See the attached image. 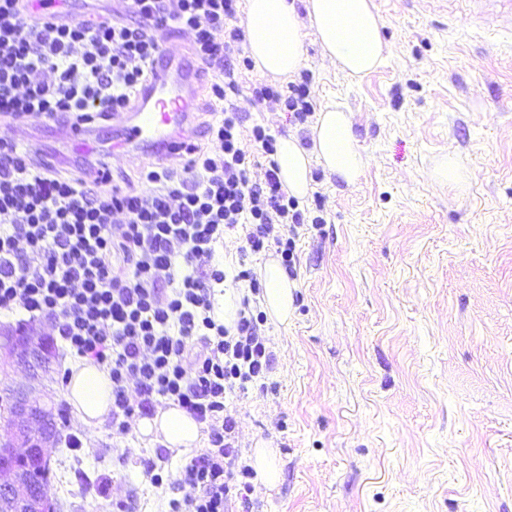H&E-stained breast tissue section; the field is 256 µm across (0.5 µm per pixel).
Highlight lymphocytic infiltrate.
Wrapping results in <instances>:
<instances>
[{"instance_id":"1","label":"lymphocytic infiltrate","mask_w":512,"mask_h":512,"mask_svg":"<svg viewBox=\"0 0 512 512\" xmlns=\"http://www.w3.org/2000/svg\"><path fill=\"white\" fill-rule=\"evenodd\" d=\"M238 3L132 0L129 26L50 13L47 0H0V112L13 120L70 116L88 126L124 111L167 27L193 32L201 65L220 74L209 87L223 114L208 128L212 143L179 144L178 171L147 166L122 185L107 168L62 175L0 138V311L52 317L70 349L106 366L118 426L161 398L211 427L209 448L168 483L169 512H226L232 495L250 491L254 472L235 462L226 396L263 381L272 363L263 314L243 307L231 329L212 318L225 274L203 264L236 226L258 253L274 225L303 222L278 177L275 138L260 125L243 130L233 101L234 67L251 64L233 25ZM246 137L257 154L242 148ZM259 155L267 168L257 181Z\"/></svg>"}]
</instances>
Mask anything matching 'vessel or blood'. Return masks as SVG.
Masks as SVG:
<instances>
[{
    "label": "vessel or blood",
    "instance_id": "obj_1",
    "mask_svg": "<svg viewBox=\"0 0 512 512\" xmlns=\"http://www.w3.org/2000/svg\"><path fill=\"white\" fill-rule=\"evenodd\" d=\"M202 94L199 71L160 51L128 108L133 121L125 129L127 142L145 158L154 159L157 144L173 134L199 136V128L186 126L185 121L189 112L203 108Z\"/></svg>",
    "mask_w": 512,
    "mask_h": 512
}]
</instances>
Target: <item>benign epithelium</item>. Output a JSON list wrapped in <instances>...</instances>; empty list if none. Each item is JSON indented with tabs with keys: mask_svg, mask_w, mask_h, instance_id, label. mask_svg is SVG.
<instances>
[{
	"mask_svg": "<svg viewBox=\"0 0 512 512\" xmlns=\"http://www.w3.org/2000/svg\"><path fill=\"white\" fill-rule=\"evenodd\" d=\"M0 337V371L7 366H24L32 372L47 371L52 365V349L33 332L20 326ZM7 418L9 434L0 437V492L13 498L18 512H56L47 494L31 492L29 484L37 477L50 478L47 448L56 442L47 424L46 409L18 389L0 396V418Z\"/></svg>",
	"mask_w": 512,
	"mask_h": 512,
	"instance_id": "1",
	"label": "benign epithelium"
}]
</instances>
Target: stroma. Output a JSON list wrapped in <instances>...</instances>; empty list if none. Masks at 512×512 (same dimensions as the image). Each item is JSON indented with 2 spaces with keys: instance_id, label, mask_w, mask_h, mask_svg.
<instances>
[{
  "instance_id": "obj_1",
  "label": "stroma",
  "mask_w": 512,
  "mask_h": 512,
  "mask_svg": "<svg viewBox=\"0 0 512 512\" xmlns=\"http://www.w3.org/2000/svg\"><path fill=\"white\" fill-rule=\"evenodd\" d=\"M390 47L355 82L330 65L305 29L302 69L314 109L351 114L368 158L359 181L341 184L321 165L300 201L319 226L298 227L288 276L287 324L265 323L273 354L266 393L229 396L239 461L274 449L279 478L253 486L254 512H512V0H375ZM245 126L310 144L311 122L281 102H254L256 70L237 77ZM71 118L0 116V138L35 146L68 172L106 166L136 179L120 147L122 125L98 121L104 145L77 147ZM469 174L459 195L429 179L446 155ZM239 234L213 263L260 270L276 247L241 256ZM32 321L58 359L41 382L14 369L5 383L32 384L34 401L66 411L50 448V494L59 512H165L149 464L177 478L184 458L111 422L83 428L69 413L65 371L78 361L56 322L0 313V326ZM77 437L79 447L66 440Z\"/></svg>"
}]
</instances>
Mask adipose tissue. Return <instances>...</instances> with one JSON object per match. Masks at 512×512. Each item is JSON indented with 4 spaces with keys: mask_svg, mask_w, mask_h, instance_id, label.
Listing matches in <instances>:
<instances>
[{
    "mask_svg": "<svg viewBox=\"0 0 512 512\" xmlns=\"http://www.w3.org/2000/svg\"><path fill=\"white\" fill-rule=\"evenodd\" d=\"M305 14H298L289 0H246L247 51L256 71L271 77H289L304 65V26L317 34L322 53L347 77L360 80L380 68L389 51L382 37L384 20L375 0H305ZM311 146L291 135L280 140L276 161L279 177L289 195L305 198L312 184V165L324 168L346 185L357 182L367 164L357 145L349 112L328 104L317 114L311 129ZM266 290L261 304L269 317L287 323L294 283L281 266L268 262L263 269ZM67 400L82 425L102 424L112 411L109 373L92 360L75 364ZM141 433L155 436L169 451L185 454L202 446V425L175 405L158 409L143 419Z\"/></svg>",
    "mask_w": 512,
    "mask_h": 512,
    "instance_id": "ef3b65f1",
    "label": "adipose tissue"
}]
</instances>
